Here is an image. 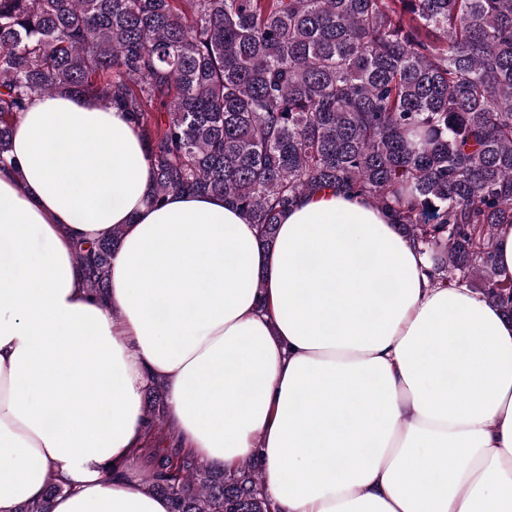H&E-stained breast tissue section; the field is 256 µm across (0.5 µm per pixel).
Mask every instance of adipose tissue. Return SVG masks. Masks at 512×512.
<instances>
[{
  "label": "adipose tissue",
  "mask_w": 512,
  "mask_h": 512,
  "mask_svg": "<svg viewBox=\"0 0 512 512\" xmlns=\"http://www.w3.org/2000/svg\"><path fill=\"white\" fill-rule=\"evenodd\" d=\"M9 155L0 512H171L124 473L156 379L180 445L228 471L260 456L277 512H512V322L432 286L384 211L311 194L264 249L223 198L150 204L128 113L68 93L29 101ZM117 227L101 299L75 253Z\"/></svg>",
  "instance_id": "ef3b65f1"
}]
</instances>
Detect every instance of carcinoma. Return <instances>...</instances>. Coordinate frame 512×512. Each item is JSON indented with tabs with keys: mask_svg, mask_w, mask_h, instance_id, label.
Listing matches in <instances>:
<instances>
[{
	"mask_svg": "<svg viewBox=\"0 0 512 512\" xmlns=\"http://www.w3.org/2000/svg\"><path fill=\"white\" fill-rule=\"evenodd\" d=\"M68 91L132 114L159 202L224 198L266 247L302 196L335 187L387 211L512 320L495 260L512 224V0H0V162L29 99ZM164 112L167 119L155 120ZM122 232L80 244L108 288ZM136 458L173 512H271L257 469Z\"/></svg>",
	"mask_w": 512,
	"mask_h": 512,
	"instance_id": "carcinoma-1",
	"label": "carcinoma"
}]
</instances>
